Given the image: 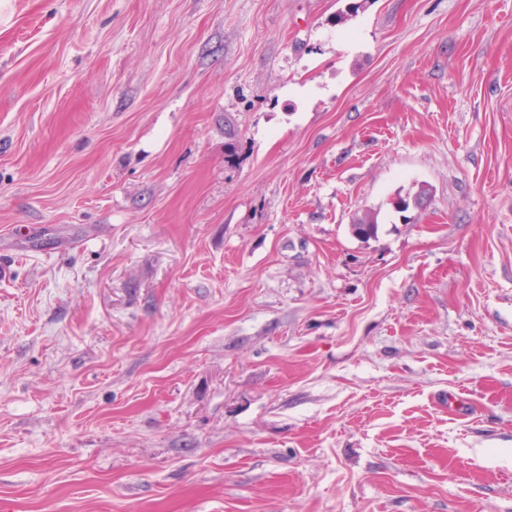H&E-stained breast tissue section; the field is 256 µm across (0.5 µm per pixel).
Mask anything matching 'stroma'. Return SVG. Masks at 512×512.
Instances as JSON below:
<instances>
[{
	"instance_id": "1",
	"label": "stroma",
	"mask_w": 512,
	"mask_h": 512,
	"mask_svg": "<svg viewBox=\"0 0 512 512\" xmlns=\"http://www.w3.org/2000/svg\"><path fill=\"white\" fill-rule=\"evenodd\" d=\"M1 263L0 512H512V0H0Z\"/></svg>"
}]
</instances>
